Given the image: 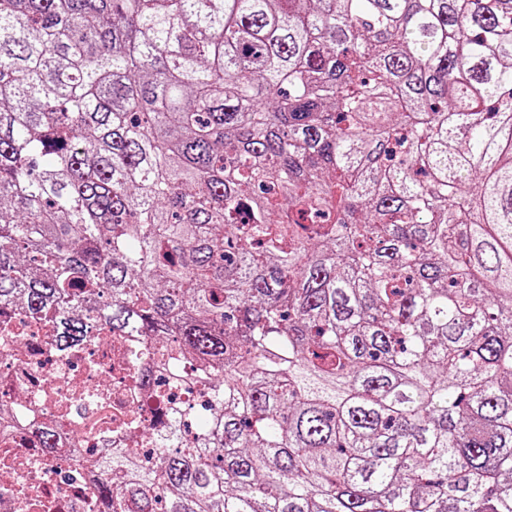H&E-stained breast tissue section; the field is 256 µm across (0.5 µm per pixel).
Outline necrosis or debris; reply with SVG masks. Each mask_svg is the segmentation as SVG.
<instances>
[{"mask_svg":"<svg viewBox=\"0 0 512 512\" xmlns=\"http://www.w3.org/2000/svg\"><path fill=\"white\" fill-rule=\"evenodd\" d=\"M10 336L0 337V400L11 403L0 420V512H23V496L39 498L30 512H103L91 490L97 473L80 459L104 456L121 442L155 429L164 407L146 394L124 348L100 341L95 325L75 355H64L49 327L15 313ZM53 436L42 445L43 431Z\"/></svg>","mask_w":512,"mask_h":512,"instance_id":"4bbe7bcc","label":"necrosis or debris"}]
</instances>
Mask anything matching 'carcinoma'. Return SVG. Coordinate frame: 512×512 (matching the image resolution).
I'll list each match as a JSON object with an SVG mask.
<instances>
[{
  "instance_id": "cac0c4a2",
  "label": "carcinoma",
  "mask_w": 512,
  "mask_h": 512,
  "mask_svg": "<svg viewBox=\"0 0 512 512\" xmlns=\"http://www.w3.org/2000/svg\"><path fill=\"white\" fill-rule=\"evenodd\" d=\"M143 338L105 512H512V0H0V316Z\"/></svg>"
}]
</instances>
